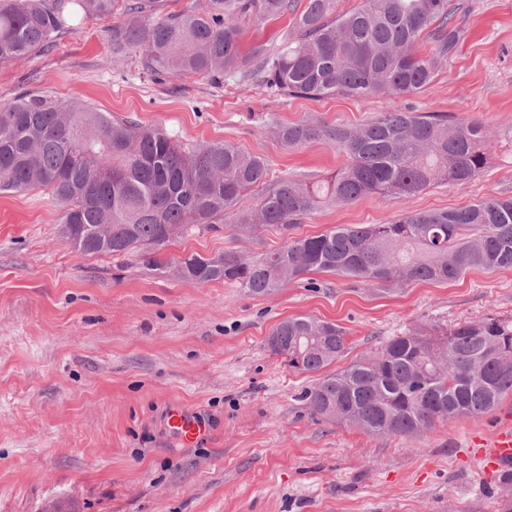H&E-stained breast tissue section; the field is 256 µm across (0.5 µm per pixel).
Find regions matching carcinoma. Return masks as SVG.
I'll list each match as a JSON object with an SVG mask.
<instances>
[{"label":"carcinoma","mask_w":512,"mask_h":512,"mask_svg":"<svg viewBox=\"0 0 512 512\" xmlns=\"http://www.w3.org/2000/svg\"><path fill=\"white\" fill-rule=\"evenodd\" d=\"M157 0H8L0 4V62L51 46L69 27L71 6L86 18L121 14L112 53L141 54L158 77L204 75L255 81L295 96L410 97L426 88L455 51L464 29L455 0H362L340 16L335 0H306L296 35L274 52L240 50L237 21L257 23L295 10V0H200L154 19ZM432 44L416 53L422 36ZM289 148L331 144L348 161L317 182L287 176L266 183L264 158L229 143L189 148L153 127L114 119L77 100L23 92L0 110V194L45 189L62 205L63 236L77 255H136L153 271L169 240L161 226L212 228L229 218L251 234L285 231L324 202L347 204L370 194L403 200L445 181L464 185L492 162L494 138L476 122L451 123L432 112H383L359 127L309 120L274 126ZM266 185L258 206L246 192ZM184 278L224 280L269 295L316 272L377 286L443 282L472 269L512 268V198L489 197L465 208L411 212L389 224H342L290 237L256 261L228 251L190 254ZM279 354L319 372L343 354L342 326L312 317L280 321ZM512 393V318L487 315L450 329L395 336L374 355L324 375L306 391L312 414L376 436L413 438L437 421L480 415Z\"/></svg>","instance_id":"cac0c4a2"}]
</instances>
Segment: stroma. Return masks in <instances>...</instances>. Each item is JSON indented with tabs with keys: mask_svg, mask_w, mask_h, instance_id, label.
<instances>
[{
	"mask_svg": "<svg viewBox=\"0 0 512 512\" xmlns=\"http://www.w3.org/2000/svg\"><path fill=\"white\" fill-rule=\"evenodd\" d=\"M465 35L432 83L409 98H308L251 81L189 75L162 83L132 52H112L121 15L86 19L51 47L0 63V108L25 91L80 99L185 144L227 142L265 158L272 175L317 180L346 158L324 142L285 148L272 122L359 125L386 111L438 112L512 130V0H464ZM243 49L281 45L292 21L239 22ZM512 196V154L499 152L463 186L407 199L372 194L303 216L295 236L339 224H387ZM62 210L43 189L0 195V512H501L506 494L471 449L512 417L492 410L436 422L421 435L378 438L312 416L316 374L274 355L280 321L308 315L342 326L339 370L390 338L486 315L512 317V268L385 290L315 272L254 296L221 281L160 274L133 256L71 253ZM285 237L223 221L188 231L160 256L226 250L253 260ZM182 405L209 434L187 445L167 423Z\"/></svg>",
	"mask_w": 512,
	"mask_h": 512,
	"instance_id": "35a3bbf8",
	"label": "stroma"
}]
</instances>
